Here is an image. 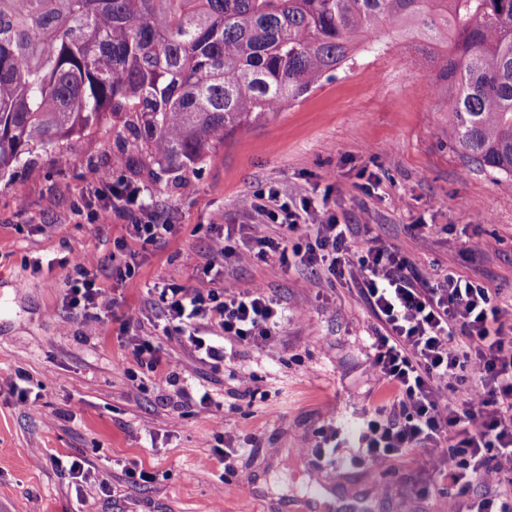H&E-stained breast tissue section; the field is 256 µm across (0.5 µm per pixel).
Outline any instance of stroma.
<instances>
[{
    "label": "stroma",
    "mask_w": 512,
    "mask_h": 512,
    "mask_svg": "<svg viewBox=\"0 0 512 512\" xmlns=\"http://www.w3.org/2000/svg\"><path fill=\"white\" fill-rule=\"evenodd\" d=\"M371 50L305 98L237 128L216 144L190 190L138 162L125 114L37 152L0 180V512H448L445 481L416 449L382 475L341 445L315 466L328 409L360 416L377 395L368 368L373 321L357 292L331 285L319 266L281 270L275 260L229 268L211 240L233 245L264 235L247 209L276 187L291 200L323 197L355 247L366 236L435 267L479 280L512 301V177L464 157L448 139V114L422 44L383 29ZM144 186L142 202L171 235L130 237L127 218L91 222L105 199L96 173ZM136 255L133 276L112 268L118 247ZM92 254L90 273L116 305L99 322L67 306V258ZM244 290L263 285L290 320L273 350L234 347L235 366L212 372L162 338L161 287ZM160 339L186 391L180 406L154 376L133 381L129 342ZM24 372L27 404L9 389ZM211 405L200 411L199 391ZM236 440L253 436L233 476L215 453L216 419ZM88 474L75 483L72 461ZM154 474L151 482L130 471ZM108 472L110 486L98 476Z\"/></svg>",
    "instance_id": "stroma-1"
}]
</instances>
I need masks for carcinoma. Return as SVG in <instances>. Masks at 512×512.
I'll list each match as a JSON object with an SVG mask.
<instances>
[{
	"instance_id": "cac0c4a2",
	"label": "carcinoma",
	"mask_w": 512,
	"mask_h": 512,
	"mask_svg": "<svg viewBox=\"0 0 512 512\" xmlns=\"http://www.w3.org/2000/svg\"><path fill=\"white\" fill-rule=\"evenodd\" d=\"M380 28L446 48L448 137L511 177L512 0H0V178L112 111L177 188Z\"/></svg>"
}]
</instances>
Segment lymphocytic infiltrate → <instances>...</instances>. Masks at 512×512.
<instances>
[{"mask_svg":"<svg viewBox=\"0 0 512 512\" xmlns=\"http://www.w3.org/2000/svg\"><path fill=\"white\" fill-rule=\"evenodd\" d=\"M114 199L96 215L130 217V234L152 244L169 234L171 225L148 212H136L137 190L125 182L108 183ZM316 208L313 199L300 204L269 190L258 212L278 230L238 250L230 236L212 241L214 257L276 256L281 268L322 265L330 282L355 287L376 321L367 359L384 390L383 400L365 409L354 441L372 468L389 472L396 457L413 449L427 452L434 470L448 479V512H512V322L493 302L488 288L448 272H422L415 263L377 238L366 240L361 255H352L347 227L337 216L304 223ZM91 256L73 261L68 277L70 307L85 320L100 321L114 301L96 288ZM168 339L189 345L213 370L229 367L227 345L275 346L288 323V311L262 286L240 291L221 288L162 289ZM131 353L140 368L164 373L175 397H183L179 375L164 360L158 345L140 339ZM485 492L469 499L473 483Z\"/></svg>","mask_w":512,"mask_h":512,"instance_id":"1","label":"lymphocytic infiltrate"}]
</instances>
